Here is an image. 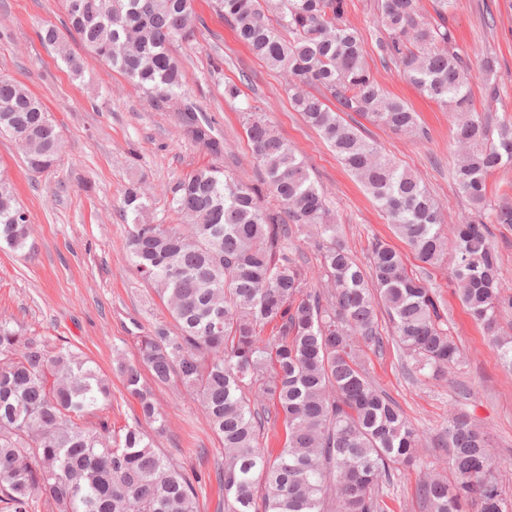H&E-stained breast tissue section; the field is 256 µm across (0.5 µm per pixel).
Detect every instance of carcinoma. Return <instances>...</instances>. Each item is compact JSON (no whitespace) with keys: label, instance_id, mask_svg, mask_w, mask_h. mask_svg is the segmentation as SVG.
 Here are the masks:
<instances>
[{"label":"carcinoma","instance_id":"obj_1","mask_svg":"<svg viewBox=\"0 0 512 512\" xmlns=\"http://www.w3.org/2000/svg\"><path fill=\"white\" fill-rule=\"evenodd\" d=\"M193 2L64 0L66 29L150 101L169 103L185 81L173 46L194 37ZM349 2L215 0V7L241 43L282 71L295 110L417 259L434 266L447 250L434 198L365 137L362 123L346 120L353 113L411 138L427 136L417 114L374 77L364 40L347 21ZM432 2L430 20L416 0H377L384 35L375 46L402 78L454 112L455 186L474 218L455 227L451 277L473 320L492 331L512 312V294L500 281L488 225H512V201L491 202L487 177L512 167V122L494 126L472 107L470 61L448 22L455 0ZM179 118L187 137L224 155V141L192 105L183 103ZM246 124L264 189L217 166L199 168L165 189L179 225L151 223L138 187L123 198L122 215L132 217L131 258L173 321L136 337L139 360L156 383H180L206 412L223 445L215 477L224 512H384L394 471L421 465L423 435L376 389L357 341L384 349L382 307L391 342L413 370L444 375L459 363L460 349L434 289L378 239L368 268L360 266L296 150L261 114L247 113ZM2 133L22 141L33 170L55 165L59 136L45 107L0 75ZM265 194L281 210L264 207ZM303 228L315 231L324 282L318 290L288 254ZM27 236V215L1 178L0 240L19 250ZM267 325L275 336H261ZM119 370L140 416L116 430L98 415L111 402V385L79 354L0 323V512H200L197 472L160 453L142 427L162 430L164 411L137 366L121 363ZM251 392L283 414L286 439L275 455L260 442L269 409L250 400ZM434 445L449 449L456 482L439 475L419 481L416 495L428 512H512L489 439L466 412H450Z\"/></svg>","mask_w":512,"mask_h":512}]
</instances>
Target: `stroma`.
Masks as SVG:
<instances>
[{"label": "stroma", "instance_id": "1", "mask_svg": "<svg viewBox=\"0 0 512 512\" xmlns=\"http://www.w3.org/2000/svg\"><path fill=\"white\" fill-rule=\"evenodd\" d=\"M194 7L193 39L174 46L186 73L180 97L205 114L223 137L224 155L217 160L183 135L174 105L154 107L133 82L109 70L63 29V0H0V73L44 103L60 138L55 166L36 173L28 169L22 146L0 136V176L9 180L29 217L24 249L0 244V321L81 352L112 383L106 414L113 426L132 423L139 405L125 391L117 362L136 361L138 333L169 323L170 317L127 250L129 226L119 212L123 196L128 187L139 184L149 193L153 222L175 224L179 217L163 191L197 168L214 164L261 184L264 170L253 156L242 122L243 112L256 110L297 149L356 260L366 263L372 238L393 246L407 269L438 291L462 351L457 366L438 378L412 377L394 345L381 352L371 346L362 351L375 384L423 435V467L396 471L384 497L385 512H425L416 484L426 474L448 475V455L434 447L433 440L457 404L488 435L498 463L495 474L511 496L512 372L503 366L493 337L471 320L456 296L449 262L421 266L328 144L294 111L284 76L235 39L210 0H195ZM347 19L365 41L376 79L390 96L418 113L428 137L414 140L371 124L366 133L426 185L438 203L444 229L452 230L471 210L453 180L451 114L402 80L395 67L381 65L375 51L381 26L374 0H352ZM448 20L463 50L473 56L489 52L498 61L490 80L497 89L493 99L484 94L488 80L479 66L470 68L477 111L489 113L494 121L511 119L512 0H457ZM48 25L59 27L61 47L39 39V31ZM65 52L80 59L81 76H73L63 62ZM228 84L238 86L237 98L225 96ZM152 392L166 416L156 447L207 473L197 488L201 512H221L223 494L209 478L221 444L205 412L183 387L156 385Z\"/></svg>", "mask_w": 512, "mask_h": 512}]
</instances>
